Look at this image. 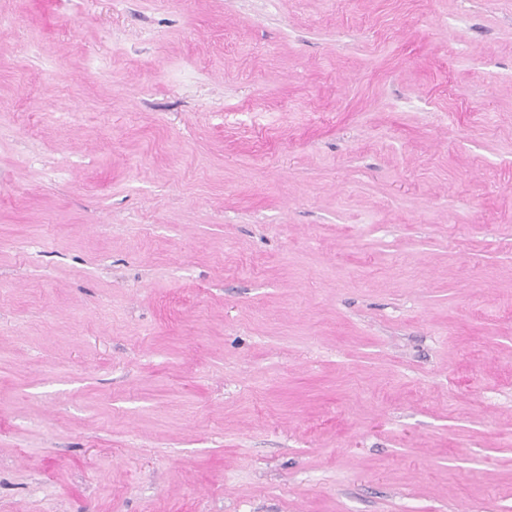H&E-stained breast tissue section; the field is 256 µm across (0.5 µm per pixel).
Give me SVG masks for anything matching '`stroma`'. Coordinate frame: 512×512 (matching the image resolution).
<instances>
[{
	"instance_id": "35a3bbf8",
	"label": "stroma",
	"mask_w": 512,
	"mask_h": 512,
	"mask_svg": "<svg viewBox=\"0 0 512 512\" xmlns=\"http://www.w3.org/2000/svg\"><path fill=\"white\" fill-rule=\"evenodd\" d=\"M0 512H512V0H0Z\"/></svg>"
}]
</instances>
